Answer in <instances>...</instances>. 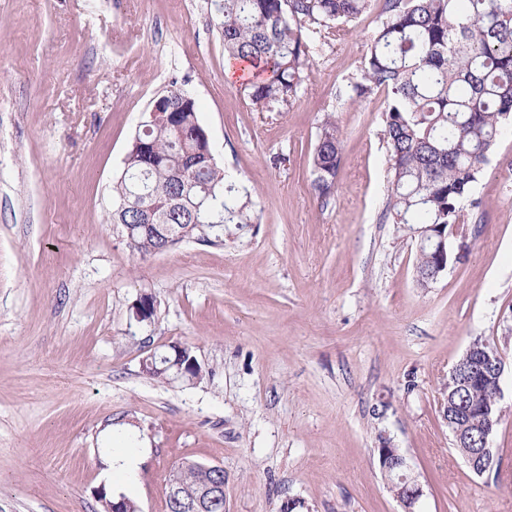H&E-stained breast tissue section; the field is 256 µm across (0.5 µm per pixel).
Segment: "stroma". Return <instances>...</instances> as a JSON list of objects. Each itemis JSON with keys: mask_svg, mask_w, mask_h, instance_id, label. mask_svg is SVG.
Masks as SVG:
<instances>
[{"mask_svg": "<svg viewBox=\"0 0 512 512\" xmlns=\"http://www.w3.org/2000/svg\"><path fill=\"white\" fill-rule=\"evenodd\" d=\"M383 0L315 56L284 112L252 111L211 0H0V512H96L101 485L167 512L171 467L224 468L226 512H402L376 450L398 448L423 512H512V127L474 184L453 257L417 281L420 231L385 220L384 94L351 104ZM199 106L218 165L252 192L234 243L145 257L110 223L112 183L171 82ZM344 139L318 198L326 115ZM158 304L137 322L136 300ZM506 370L497 474L458 455L440 399L475 338ZM192 346L197 385L143 359ZM134 433L138 481L109 462ZM344 140L333 117L321 125L311 157L313 186L319 197L328 196L334 189L341 164Z\"/></svg>", "mask_w": 512, "mask_h": 512, "instance_id": "obj_1", "label": "stroma"}]
</instances>
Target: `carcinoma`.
Segmentation results:
<instances>
[{"label": "carcinoma", "instance_id": "carcinoma-1", "mask_svg": "<svg viewBox=\"0 0 512 512\" xmlns=\"http://www.w3.org/2000/svg\"><path fill=\"white\" fill-rule=\"evenodd\" d=\"M224 54L261 78L244 83L255 112H285L297 96L323 38L339 37L344 25L366 13L372 0H212ZM359 74L339 91L356 102L385 95L383 136L392 188L385 218L395 224H458L488 154L512 120V0H384ZM168 121L136 130L121 175L112 186V223L123 221L128 250L140 256L164 251L182 234L224 246L256 217L251 193L224 169L200 165L187 179L199 192L181 200L172 180L176 168L210 148L194 98L174 81L158 96ZM344 140L336 120L321 125L311 157L319 197L334 189ZM144 189L162 205L165 220L144 224L121 201ZM436 257L419 252L417 275L431 282ZM448 394L469 406L499 407L486 384L469 390L448 378Z\"/></svg>", "mask_w": 512, "mask_h": 512}]
</instances>
